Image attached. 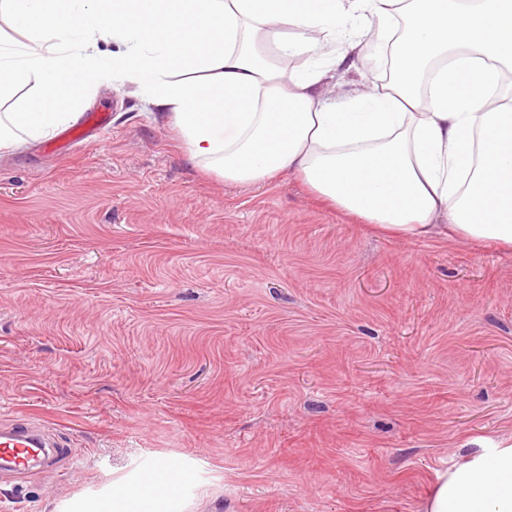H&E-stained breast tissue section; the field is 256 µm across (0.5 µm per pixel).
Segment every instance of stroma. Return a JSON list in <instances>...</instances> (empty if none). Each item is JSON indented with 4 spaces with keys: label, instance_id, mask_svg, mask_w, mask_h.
<instances>
[{
    "label": "stroma",
    "instance_id": "1",
    "mask_svg": "<svg viewBox=\"0 0 512 512\" xmlns=\"http://www.w3.org/2000/svg\"><path fill=\"white\" fill-rule=\"evenodd\" d=\"M106 127L0 158V424L52 462L0 512L182 470L166 512H421L438 470L512 439V252L389 235L294 174L186 159L133 83Z\"/></svg>",
    "mask_w": 512,
    "mask_h": 512
}]
</instances>
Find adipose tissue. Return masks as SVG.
I'll return each mask as SVG.
<instances>
[{
    "instance_id": "1",
    "label": "adipose tissue",
    "mask_w": 512,
    "mask_h": 512,
    "mask_svg": "<svg viewBox=\"0 0 512 512\" xmlns=\"http://www.w3.org/2000/svg\"><path fill=\"white\" fill-rule=\"evenodd\" d=\"M1 16L19 38L0 37V152L75 120L101 79L132 80L226 181L290 172L383 231L512 251V0H0ZM355 54L388 79L324 96ZM126 500L161 512L134 487L73 512ZM424 512H512V444L437 472Z\"/></svg>"
}]
</instances>
